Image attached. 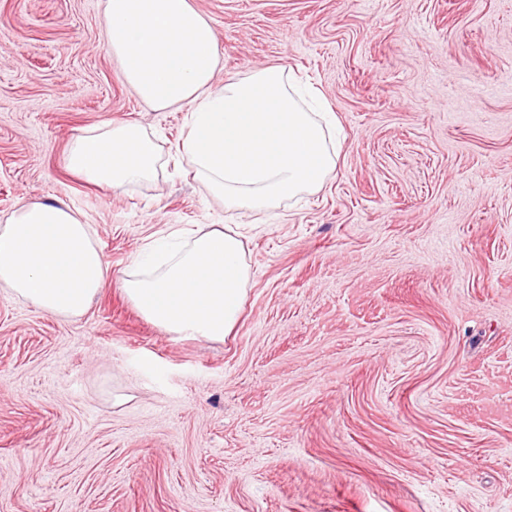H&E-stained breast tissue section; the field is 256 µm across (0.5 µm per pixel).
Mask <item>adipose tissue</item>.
<instances>
[{
	"instance_id": "adipose-tissue-1",
	"label": "adipose tissue",
	"mask_w": 512,
	"mask_h": 512,
	"mask_svg": "<svg viewBox=\"0 0 512 512\" xmlns=\"http://www.w3.org/2000/svg\"><path fill=\"white\" fill-rule=\"evenodd\" d=\"M106 47L125 82L158 110L191 104L179 151L225 206L262 210L319 189L336 168L334 119L313 111L287 66L215 84L219 48L189 0H105ZM160 148L135 122L75 137L69 166L115 189L152 183ZM109 269L90 225L65 203L31 201L0 225V288L62 317L87 309ZM250 270L236 233L194 232L155 266L134 265L127 298L172 334L221 340L242 312Z\"/></svg>"
}]
</instances>
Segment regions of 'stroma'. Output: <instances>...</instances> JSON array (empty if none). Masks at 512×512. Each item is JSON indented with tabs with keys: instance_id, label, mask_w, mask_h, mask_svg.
Segmentation results:
<instances>
[{
	"instance_id": "1",
	"label": "stroma",
	"mask_w": 512,
	"mask_h": 512,
	"mask_svg": "<svg viewBox=\"0 0 512 512\" xmlns=\"http://www.w3.org/2000/svg\"><path fill=\"white\" fill-rule=\"evenodd\" d=\"M219 78L284 64L342 129L323 186L225 208L142 103L104 0H0V222L61 201L109 275L64 319L0 289V512H512V0H191ZM107 121L166 169L67 166ZM242 235L221 341L146 320L123 278L172 230ZM160 148L135 122L95 127L75 137L69 166L89 181L120 189L152 183L158 177Z\"/></svg>"
}]
</instances>
